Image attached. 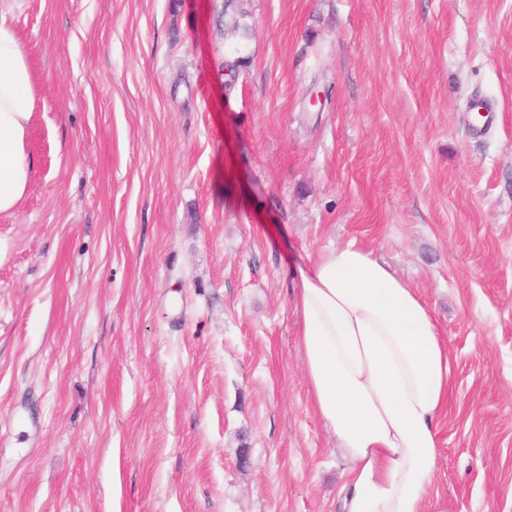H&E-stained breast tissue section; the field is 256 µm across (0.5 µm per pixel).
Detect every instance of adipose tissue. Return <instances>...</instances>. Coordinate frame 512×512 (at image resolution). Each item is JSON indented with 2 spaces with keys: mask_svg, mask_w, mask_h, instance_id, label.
Listing matches in <instances>:
<instances>
[{
  "mask_svg": "<svg viewBox=\"0 0 512 512\" xmlns=\"http://www.w3.org/2000/svg\"><path fill=\"white\" fill-rule=\"evenodd\" d=\"M33 108V62L0 11V215L28 193ZM295 276L309 402L347 464L343 512H460L430 494L451 368L418 289L352 244L297 264Z\"/></svg>",
  "mask_w": 512,
  "mask_h": 512,
  "instance_id": "adipose-tissue-1",
  "label": "adipose tissue"
}]
</instances>
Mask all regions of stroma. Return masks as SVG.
Wrapping results in <instances>:
<instances>
[{
	"label": "stroma",
	"mask_w": 512,
	"mask_h": 512,
	"mask_svg": "<svg viewBox=\"0 0 512 512\" xmlns=\"http://www.w3.org/2000/svg\"><path fill=\"white\" fill-rule=\"evenodd\" d=\"M223 2L0 0V512H339L294 267L348 243L448 346L432 493L512 512V0ZM33 62L8 14L0 11V215L25 200L33 174L26 143L34 118Z\"/></svg>",
	"instance_id": "stroma-1"
}]
</instances>
